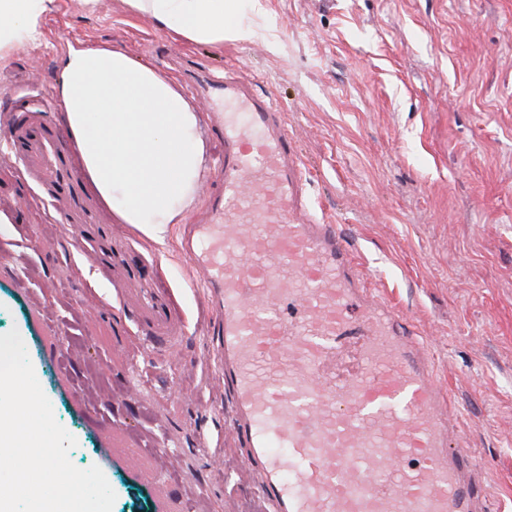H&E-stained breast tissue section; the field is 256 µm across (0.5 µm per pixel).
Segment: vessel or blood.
<instances>
[{
	"mask_svg": "<svg viewBox=\"0 0 512 512\" xmlns=\"http://www.w3.org/2000/svg\"><path fill=\"white\" fill-rule=\"evenodd\" d=\"M211 88L243 108L245 123L217 129L219 192L208 201L210 221L190 225L184 250L212 296L217 378L236 401L234 431L263 497L273 512H486L447 393L337 225L314 214L281 109L231 70ZM7 141L23 173L64 191L51 201L56 222L82 244L111 240L66 131L32 114ZM94 265L122 272L120 299L144 344L178 355L187 321L155 260L125 243ZM350 336L357 369L340 374ZM399 456L408 465L390 477L382 464Z\"/></svg>",
	"mask_w": 512,
	"mask_h": 512,
	"instance_id": "vessel-or-blood-1",
	"label": "vessel or blood"
}]
</instances>
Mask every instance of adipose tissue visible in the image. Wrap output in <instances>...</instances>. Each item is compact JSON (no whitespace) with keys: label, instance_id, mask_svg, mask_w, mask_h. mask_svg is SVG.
I'll use <instances>...</instances> for the list:
<instances>
[{"label":"adipose tissue","instance_id":"adipose-tissue-1","mask_svg":"<svg viewBox=\"0 0 512 512\" xmlns=\"http://www.w3.org/2000/svg\"><path fill=\"white\" fill-rule=\"evenodd\" d=\"M52 0H0V44L41 37ZM128 10L188 44L244 41L256 0H124ZM55 93L80 172L116 224L164 244L194 205L205 169L201 114L165 71L116 44L68 45L57 57Z\"/></svg>","mask_w":512,"mask_h":512}]
</instances>
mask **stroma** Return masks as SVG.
<instances>
[{
  "mask_svg": "<svg viewBox=\"0 0 512 512\" xmlns=\"http://www.w3.org/2000/svg\"><path fill=\"white\" fill-rule=\"evenodd\" d=\"M254 35L177 43L123 0H54L41 44L0 49V131L53 96L57 54L113 42L184 90L232 68L284 113L319 216L426 346L489 490L512 512V0H259ZM188 318L175 358L139 345L92 258L0 138V334L17 329L113 512H270L215 382L207 301L171 231L148 243Z\"/></svg>",
  "mask_w": 512,
  "mask_h": 512,
  "instance_id": "35a3bbf8",
  "label": "stroma"
}]
</instances>
